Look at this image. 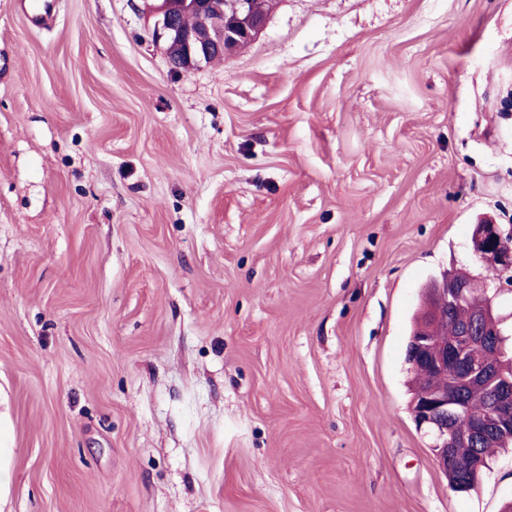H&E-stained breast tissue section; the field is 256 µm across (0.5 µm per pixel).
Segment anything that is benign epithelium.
Listing matches in <instances>:
<instances>
[{"label":"benign epithelium","instance_id":"7a95c632","mask_svg":"<svg viewBox=\"0 0 512 512\" xmlns=\"http://www.w3.org/2000/svg\"><path fill=\"white\" fill-rule=\"evenodd\" d=\"M154 35L174 51L180 68L188 70L213 55L227 56L252 43L263 30L269 11L256 12L249 0H156L150 6ZM196 14L193 29L180 26V18ZM512 235L499 225L475 226L473 254L500 272L512 271ZM467 310L468 325L453 342L442 337V325L458 309ZM501 318L494 297L466 272H450L425 291L422 320L408 342L406 361L412 372H427L448 380V386L431 392L418 391L411 401L416 426L433 437V458L448 478L449 487L469 490L477 481L486 458L482 444L512 432V378L499 366L505 356ZM480 388L488 405L472 409L468 393ZM469 467L458 477V460Z\"/></svg>","mask_w":512,"mask_h":512}]
</instances>
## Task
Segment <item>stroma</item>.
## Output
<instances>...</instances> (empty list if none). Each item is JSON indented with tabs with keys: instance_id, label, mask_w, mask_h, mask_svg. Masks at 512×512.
Listing matches in <instances>:
<instances>
[{
	"instance_id": "35a3bbf8",
	"label": "stroma",
	"mask_w": 512,
	"mask_h": 512,
	"mask_svg": "<svg viewBox=\"0 0 512 512\" xmlns=\"http://www.w3.org/2000/svg\"><path fill=\"white\" fill-rule=\"evenodd\" d=\"M0 0V512H500L409 410L424 288L512 333V0H278L186 71L146 0ZM510 232L505 233L498 224H476L473 236V254L482 263L500 272L512 271L511 245L506 243Z\"/></svg>"
}]
</instances>
